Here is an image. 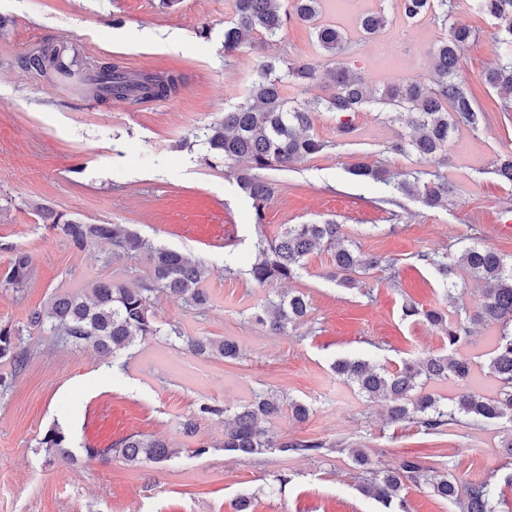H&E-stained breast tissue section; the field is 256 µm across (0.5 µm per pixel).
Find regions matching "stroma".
I'll list each match as a JSON object with an SVG mask.
<instances>
[{
	"instance_id": "1",
	"label": "stroma",
	"mask_w": 512,
	"mask_h": 512,
	"mask_svg": "<svg viewBox=\"0 0 512 512\" xmlns=\"http://www.w3.org/2000/svg\"><path fill=\"white\" fill-rule=\"evenodd\" d=\"M459 3L456 20L476 31L459 76L489 123L459 129L447 154L420 165L388 151L400 127L380 105L356 115V132L347 140L337 132L334 113H313L312 129L329 147L291 170L272 172L277 191L258 225L235 179L224 167L204 164L208 146L197 136L243 100L257 66L255 50L224 53L234 0H181L171 9L160 8L159 0H0V324L24 325L28 312L52 294L81 293L94 280L123 274L125 264L113 260L109 243L75 248L42 223L37 210L44 207L120 225L204 262L209 306L187 311L161 296L155 317L190 336L233 337L242 350L239 359L225 360L149 339L104 359L92 347L31 331L30 363L0 395V512H235L243 495L251 499V512H380L359 488L349 444L384 451L389 466L407 455L452 456L458 481L501 484L503 512H512L502 448L507 431L500 423L454 425L438 434L391 424L382 404L366 402L330 370L343 356L395 367L404 358L443 351L434 328L402 316L406 299L427 307L439 301L435 274L418 261V252L457 255L473 241L512 259V236L498 229L512 210V185L490 166L512 151V112H501L500 96L483 78L498 62L496 27L475 13L474 0ZM379 11L389 26L378 37L362 38L357 17ZM319 21L346 32V62L375 89L427 78L430 52L445 34L427 17L404 21L398 0H323ZM46 41L72 46L81 60L120 59L133 72L168 69L181 74L183 84L166 100H88L21 66V57ZM265 53L328 63L310 24L297 21ZM361 158L393 172L419 168L448 178L455 192L437 209L400 195L386 203L382 185L350 174ZM324 219L342 224L365 253L394 265L370 272L365 296L329 279L330 253L311 255L292 283L311 301L307 322L268 335L251 319L272 294L245 273L255 245L288 225ZM20 251L30 256L34 275L17 288L3 275ZM261 390L311 407L306 422L274 421L282 438L324 439L334 449L312 457L223 450V418L200 414V405L232 407ZM190 416L198 428L187 435L180 423ZM56 423L68 432L74 462L44 460L38 440ZM134 432L166 439L178 457L130 465L84 453ZM204 442L210 449L202 454Z\"/></svg>"
}]
</instances>
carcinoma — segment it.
Returning a JSON list of instances; mask_svg holds the SVG:
<instances>
[{"mask_svg":"<svg viewBox=\"0 0 512 512\" xmlns=\"http://www.w3.org/2000/svg\"><path fill=\"white\" fill-rule=\"evenodd\" d=\"M321 0H293L291 10L281 11L280 0H235V22L224 28V54L231 55L248 46L260 48L255 35L278 37L292 20L308 22L319 12ZM458 10V0H401V12L407 21L430 17L447 29L430 53L429 76L414 81L370 91L361 75L345 63L325 71L310 62H296L287 57L262 60L244 100L224 111V117L200 130L210 148L205 162L220 164L236 175L239 188L252 201L254 221L263 223L265 208L275 193L274 183L265 176L270 170H289L294 164L323 152L328 142L311 133V111L324 109L340 115L339 135L350 137L354 131L352 116L364 105L377 101L391 110V119L410 129L389 146L393 152L415 156L428 162L448 150V142L459 127L477 130L488 121L486 112L458 80L462 53L475 36V30L451 21ZM475 10L496 21L502 50L499 65L485 74L491 88L504 93L501 111L512 110V0H476ZM388 17L380 12L359 15L357 26L365 38L383 32ZM318 46L331 59L338 60L348 51V39L332 25L314 27ZM28 69L52 82L74 77L73 61L61 45L46 42L23 57ZM327 76L332 92L303 105L292 106L283 96L289 82L311 84ZM182 77L172 71L134 73L118 59L85 62L80 78L82 95L101 103L108 101L143 103L174 96ZM494 173L512 183V153L501 154L491 163ZM350 174L362 181H373L390 192L414 198L427 208L448 202L452 189L448 179L423 181L418 172L397 175L364 161L350 166ZM51 226L73 246L84 249L99 240L112 242V259L132 260L146 255L148 271L136 277L135 286L125 278L112 277L93 283L90 292L55 294L43 308L27 316L29 330H48L51 336L72 345H90L100 357L115 358L135 342L160 337L170 344L198 354L224 359L241 356L232 337L187 336L176 323L158 324L153 312L158 295L181 304L186 309H201L210 302L205 288L209 270L183 253L157 246L135 231L122 230L114 224H90L76 219L53 216ZM332 251L333 270L329 278L342 288L363 292L362 276L383 266H392L379 255H366L345 237L342 225L333 219L308 224H290L277 237L261 240L256 255L245 274L258 286L291 282L297 279L305 262L316 251ZM418 260L439 278L448 309L424 307L409 301L402 306L403 318L422 320L436 328L448 343V350L423 361L405 359L394 369L372 364L358 357H339L330 364L331 371L357 388L368 402H386L388 420L411 423L425 432L440 433L445 427L466 419L481 425L506 422L512 426V265L497 252L480 246L465 247L458 257L428 252ZM486 286L479 311L469 315L463 301L466 283L458 282V269ZM32 275L31 260L25 253L13 259L5 282L24 285ZM310 309L307 296L288 291L276 300H267L252 313L253 321L277 335L305 321ZM497 325L498 334L491 346L489 370L496 381V392L486 396L471 385L472 364L461 353L471 342L472 326ZM13 366L14 374L23 372L30 360L23 329L0 325V360ZM452 381L458 386L451 400L427 391L437 381ZM202 414L224 417L226 451L253 455L270 449L303 455L320 454L329 447L324 440L284 441L268 426L273 419L287 417L304 422L310 407L303 401L272 392L259 391L253 399L234 409L210 405L199 407ZM65 429L54 423L39 440L48 456L72 458ZM89 458L113 454L129 464L162 463L176 457L177 450L163 438L130 434L109 448H87ZM349 457L363 475L361 491L379 502L384 512H409V486L426 487L448 501L459 512H502L503 494L497 484L487 480L458 484L451 471L439 472L419 456H404L398 465L386 467L363 448H352Z\"/></svg>","mask_w":512,"mask_h":512,"instance_id":"1","label":"carcinoma"}]
</instances>
